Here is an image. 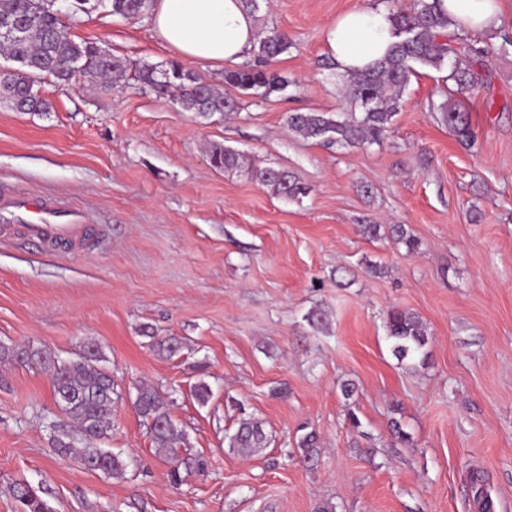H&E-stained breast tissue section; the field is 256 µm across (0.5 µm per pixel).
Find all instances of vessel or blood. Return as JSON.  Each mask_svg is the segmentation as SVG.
I'll use <instances>...</instances> for the list:
<instances>
[{
	"label": "vessel or blood",
	"instance_id": "vessel-or-blood-1",
	"mask_svg": "<svg viewBox=\"0 0 512 512\" xmlns=\"http://www.w3.org/2000/svg\"><path fill=\"white\" fill-rule=\"evenodd\" d=\"M91 227L75 207L54 196L0 191V241L23 237L61 253L87 248Z\"/></svg>",
	"mask_w": 512,
	"mask_h": 512
}]
</instances>
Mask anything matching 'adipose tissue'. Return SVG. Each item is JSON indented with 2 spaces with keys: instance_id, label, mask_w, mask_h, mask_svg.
<instances>
[{
  "instance_id": "ef3b65f1",
  "label": "adipose tissue",
  "mask_w": 512,
  "mask_h": 512,
  "mask_svg": "<svg viewBox=\"0 0 512 512\" xmlns=\"http://www.w3.org/2000/svg\"><path fill=\"white\" fill-rule=\"evenodd\" d=\"M442 10L477 34L503 23L500 0H441ZM151 25L177 55L200 63L237 62L257 39L254 20L241 0H156ZM383 10L346 13L326 29V51L338 72L353 73L384 56L392 37Z\"/></svg>"
}]
</instances>
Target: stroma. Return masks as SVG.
<instances>
[{"label": "stroma", "instance_id": "stroma-1", "mask_svg": "<svg viewBox=\"0 0 512 512\" xmlns=\"http://www.w3.org/2000/svg\"><path fill=\"white\" fill-rule=\"evenodd\" d=\"M71 2L56 5L72 38L133 65L177 60L149 16L74 13ZM410 3L257 0V29L292 41L270 64L286 91L244 94L225 85L224 66L181 61L237 99L226 116L183 111L130 76L109 93L47 78L37 88L51 111L0 106V186L61 197L106 228L66 256L0 244V342L62 359L97 346L122 393L103 445L128 462L112 477L58 457L49 373L0 362V512H24L19 483L49 512H475L472 471L496 512H512V51L480 34L483 81L461 93L418 68L379 145L324 146L287 123L353 109L322 65L331 23ZM449 97L469 114L470 144L437 110ZM215 144L288 171L304 194L285 199L243 170L214 168ZM361 224L381 225L379 238ZM394 224L418 240L414 254L392 239ZM394 307L426 326L424 366L392 356ZM150 331L180 338L181 352L157 355ZM202 382L204 405L192 395ZM142 383L167 393L186 433L170 453L156 452L133 408ZM243 416L269 441L248 458L225 439ZM394 419L409 444L392 438ZM309 431L310 463L299 446Z\"/></svg>", "mask_w": 512, "mask_h": 512}]
</instances>
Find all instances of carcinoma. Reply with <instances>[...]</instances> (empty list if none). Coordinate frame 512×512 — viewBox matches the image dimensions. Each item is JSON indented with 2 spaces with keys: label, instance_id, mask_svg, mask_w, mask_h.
I'll return each instance as SVG.
<instances>
[{
  "label": "carcinoma",
  "instance_id": "1",
  "mask_svg": "<svg viewBox=\"0 0 512 512\" xmlns=\"http://www.w3.org/2000/svg\"><path fill=\"white\" fill-rule=\"evenodd\" d=\"M108 2L109 13L123 19L142 16L153 0H98ZM56 0H0V54L16 63L0 67V105L16 112H48L51 104L42 98L34 85L39 79L52 77L59 83L82 82L106 92L127 76L129 63L99 48L90 40L77 41L64 30ZM453 20L441 10L440 0H413L410 7L392 12L394 41L386 55L349 77L347 95L363 109L344 117L324 112H291L287 116L290 130L306 140L327 145L358 146L379 144L389 130L398 111L402 93L416 67L448 69L447 80L454 82L458 92L475 86L481 77L462 66L466 57H477L483 49L476 46L469 32L453 28ZM288 35L273 27L262 33L253 45L259 61L266 64L288 52ZM141 82L151 86L158 95H177L182 110L202 116L227 114L236 109V100L224 95L216 84L186 71L177 63L167 66L143 65L134 70ZM224 82L243 91L261 96L284 91L292 81L275 72L256 66L224 72ZM442 120L459 140L473 138L468 118L456 102L440 104ZM210 161L214 167L240 169L242 156L222 145L211 146ZM250 177L270 188L276 195L295 199L302 194L299 184L285 170L251 168ZM396 241L412 254L418 242L407 234L401 224L391 227ZM387 338L392 355L399 363L407 360L424 365L428 334L422 321L399 308L387 312ZM149 346L160 354L174 356L182 348L176 336L147 333ZM1 361H20L50 372L53 396L64 421L51 427V444L57 455L77 456L86 468L119 477L125 474L128 462L122 454L96 446L112 427V407L121 397L112 379V372L101 365L98 348L88 345L85 352L65 361L38 349H26L0 343ZM165 393L153 386H137L134 409L147 423L154 447L168 452L184 440L183 430L172 420ZM266 447V435L260 422L242 418L230 436L229 448L249 457ZM472 480L480 512H495L488 491Z\"/></svg>",
  "mask_w": 512,
  "mask_h": 512
}]
</instances>
